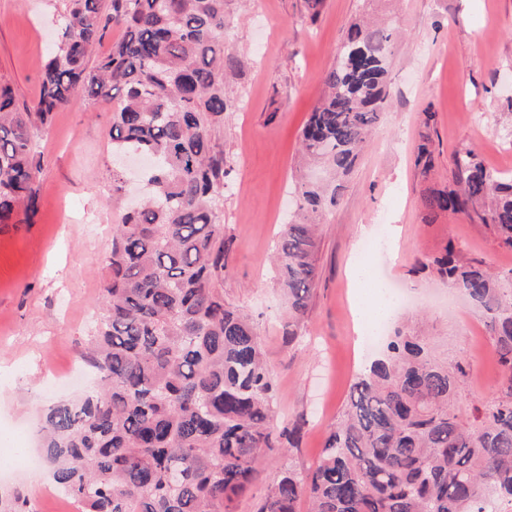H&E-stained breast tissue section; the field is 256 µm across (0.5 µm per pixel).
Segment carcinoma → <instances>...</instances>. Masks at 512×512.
<instances>
[{
	"label": "carcinoma",
	"mask_w": 512,
	"mask_h": 512,
	"mask_svg": "<svg viewBox=\"0 0 512 512\" xmlns=\"http://www.w3.org/2000/svg\"><path fill=\"white\" fill-rule=\"evenodd\" d=\"M39 94L20 106L0 80V224L29 221L46 159L34 138L76 101L112 103V157L154 159L146 195L113 225L103 306L85 362L97 386L48 407L45 461L81 512H234L262 459L291 448L301 424L279 427L275 381L250 318L224 300L226 77L242 61L226 48V0H66ZM121 36L90 56L109 30ZM393 32L352 23L301 153L330 176L348 172L387 104ZM428 145L415 166L433 168ZM453 186L432 191V214H463L512 249V176L458 152ZM336 181L294 180L296 220L276 243L278 283L296 320L318 277L315 220L336 206ZM469 299L491 330L498 393L462 416L465 366L401 331L361 371L315 467L282 472L256 512H483L512 505V296L500 275L451 243L421 267ZM18 491L0 512H24Z\"/></svg>",
	"instance_id": "obj_1"
}]
</instances>
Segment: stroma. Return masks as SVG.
<instances>
[{"label": "stroma", "mask_w": 512, "mask_h": 512, "mask_svg": "<svg viewBox=\"0 0 512 512\" xmlns=\"http://www.w3.org/2000/svg\"><path fill=\"white\" fill-rule=\"evenodd\" d=\"M65 0H0V77L17 102L38 92ZM369 13L395 28L388 106L345 178L336 208L321 219L318 280L288 340V312L271 257L300 160V133L335 64L350 21ZM228 47L245 66L225 86L228 109L218 143L230 165L224 193V297L252 316L276 384V418L302 422L296 447L266 457L235 512L257 502L288 467L313 466L328 426L365 363L354 318L349 259L360 227H402L396 262L366 250L369 266L412 297L390 325L432 337L439 355L470 367L461 414L496 395L500 370L486 321L426 274L419 260L455 243L471 259L506 273L512 250L492 226L464 215H433L425 196L448 184L455 153L512 176V0H229ZM112 107L101 101L57 112L38 132L46 157L31 223L0 226V489L20 491L29 512H77L54 482L30 483L45 405L85 391L69 382L102 311V268L122 207L113 199ZM430 136L435 166L422 175L415 150Z\"/></svg>", "instance_id": "stroma-1"}]
</instances>
